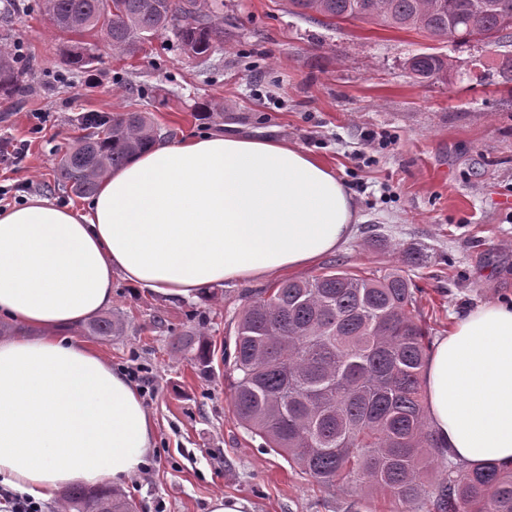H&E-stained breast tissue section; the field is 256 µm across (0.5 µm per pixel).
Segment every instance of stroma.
Masks as SVG:
<instances>
[{
    "instance_id": "1",
    "label": "stroma",
    "mask_w": 512,
    "mask_h": 512,
    "mask_svg": "<svg viewBox=\"0 0 512 512\" xmlns=\"http://www.w3.org/2000/svg\"><path fill=\"white\" fill-rule=\"evenodd\" d=\"M20 2L10 38L21 43L26 90L0 98V140L28 150L0 163L1 188L79 204L55 190V158L83 135L81 118L91 112L149 113L173 143L227 127L285 139L336 172L360 216L346 244L307 275L333 264L401 271L424 290L417 312L434 339L475 306L512 300V83L496 71L502 48L314 21L288 0H224V41L207 57L184 53L169 32L133 57L89 35L95 59L75 71L63 62L68 37L42 0ZM421 53L452 62L447 80L413 77L406 62ZM371 130L387 147L367 143ZM418 250L420 264L409 258ZM283 279L229 280L180 298L116 274L110 310L122 333L76 327L113 369L140 371L134 384L155 421L156 448L123 489L139 512H210L219 495L247 499L253 512H426L365 488L322 489L235 423L220 352L233 345L250 296ZM180 333L211 341L207 374L176 350Z\"/></svg>"
}]
</instances>
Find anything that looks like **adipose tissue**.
I'll list each match as a JSON object with an SVG mask.
<instances>
[{"label":"adipose tissue","mask_w":512,"mask_h":512,"mask_svg":"<svg viewBox=\"0 0 512 512\" xmlns=\"http://www.w3.org/2000/svg\"><path fill=\"white\" fill-rule=\"evenodd\" d=\"M359 218L334 171L285 140L214 131L107 172L83 206L34 197L0 209V482L42 499L124 487L155 446L133 382L71 327L112 303V274L169 296L296 271ZM429 431L468 467L512 470V303L482 304L432 344Z\"/></svg>","instance_id":"1"}]
</instances>
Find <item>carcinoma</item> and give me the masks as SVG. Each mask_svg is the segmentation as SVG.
I'll use <instances>...</instances> for the list:
<instances>
[{
    "label": "carcinoma",
    "instance_id": "cac0c4a2",
    "mask_svg": "<svg viewBox=\"0 0 512 512\" xmlns=\"http://www.w3.org/2000/svg\"><path fill=\"white\" fill-rule=\"evenodd\" d=\"M210 0H43L62 33L93 30L113 50L134 56L148 38L172 31L183 50L206 57L224 27ZM310 19L359 20L415 31L433 41L469 42L479 29L496 45L512 41V0H289ZM69 67L94 60L71 41ZM423 81L448 78L450 62L422 53L408 59ZM13 50L0 49V97L23 89ZM89 132L59 152L57 188L77 197L97 191L104 174L152 147L160 132L144 112L83 118ZM412 282L398 270L366 276L340 264L288 279L248 300L236 327L229 391L235 422L262 447L285 456L320 487L355 477L405 505L429 500L434 512H512V471L487 464L462 469L439 455L428 430L423 368L429 332L414 314ZM93 336H117L121 319L87 324ZM190 361L210 367L204 338L182 343ZM61 512H138L108 485H76Z\"/></svg>",
    "mask_w": 512,
    "mask_h": 512
}]
</instances>
